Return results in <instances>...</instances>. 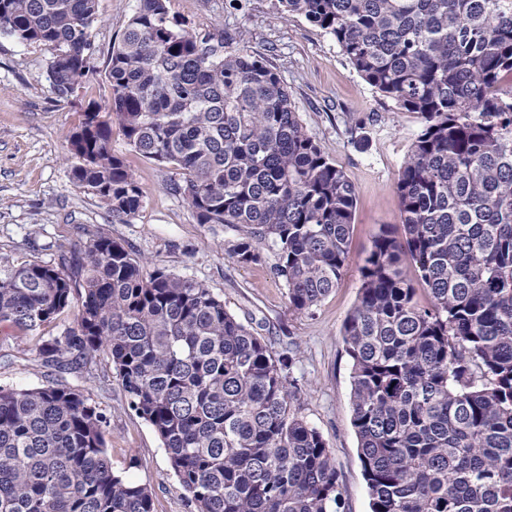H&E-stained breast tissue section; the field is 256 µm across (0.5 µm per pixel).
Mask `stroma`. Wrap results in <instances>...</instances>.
I'll return each instance as SVG.
<instances>
[{"label": "stroma", "mask_w": 512, "mask_h": 512, "mask_svg": "<svg viewBox=\"0 0 512 512\" xmlns=\"http://www.w3.org/2000/svg\"><path fill=\"white\" fill-rule=\"evenodd\" d=\"M134 0H97L90 29L99 71L68 99L50 88L55 51L0 36V257L14 264H58L65 240L101 232L122 242L144 262L205 283L241 322L252 326L274 352L296 345L291 377L300 392V415L326 440L344 487L346 512H370L369 496L351 424L350 358L342 340L355 306L360 268L382 225L399 221L396 182L415 135L419 114L404 112L375 93L341 54L333 38L304 17H278L275 0H169L171 16L186 29L220 30L244 37L245 46L280 70L300 119L357 192L349 239V264L336 290L310 314L288 304L287 289L272 270L273 256L239 265L226 254L237 231L198 223L170 186L173 167L142 157L112 127V152L142 190V207L131 223L113 222L103 203L77 187L71 175L69 136L89 102L112 95L103 73L115 41L127 26ZM361 119L352 129V119ZM60 383L77 386L111 417L106 440L115 473L146 484L155 512H190L187 495L152 426L131 411L112 369L103 377ZM35 342L0 365V386L46 385Z\"/></svg>", "instance_id": "stroma-1"}]
</instances>
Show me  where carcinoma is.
I'll use <instances>...</instances> for the list:
<instances>
[{
	"instance_id": "1",
	"label": "carcinoma",
	"mask_w": 512,
	"mask_h": 512,
	"mask_svg": "<svg viewBox=\"0 0 512 512\" xmlns=\"http://www.w3.org/2000/svg\"><path fill=\"white\" fill-rule=\"evenodd\" d=\"M329 34L360 78L423 127L343 327L352 426L370 512H512V0H277ZM96 0H0V35L55 51L51 90L94 73ZM107 106L69 139L76 185L129 223L141 189L112 154L181 171L199 224H229L239 264L274 256L297 313L349 262L357 202L308 134L281 72L232 38L187 32L167 0H135L107 59ZM58 266L0 261V327L41 367L92 378L106 361L166 449L192 512H345L322 434L299 415L294 349L276 355L204 283L146 274L99 234L59 244ZM410 264L429 305L403 271ZM110 417L71 386L0 387V512H154L112 471Z\"/></svg>"
}]
</instances>
